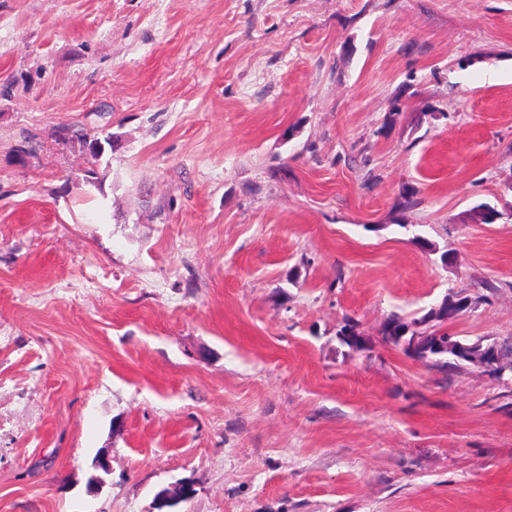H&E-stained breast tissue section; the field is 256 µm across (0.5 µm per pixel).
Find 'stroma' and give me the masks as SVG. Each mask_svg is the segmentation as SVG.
<instances>
[{"instance_id": "obj_1", "label": "stroma", "mask_w": 512, "mask_h": 512, "mask_svg": "<svg viewBox=\"0 0 512 512\" xmlns=\"http://www.w3.org/2000/svg\"><path fill=\"white\" fill-rule=\"evenodd\" d=\"M451 290L512 339V0H0V512H512V370L382 338ZM466 344L471 345V348L439 350L435 352L436 355L429 354L427 357H425V355L419 354V358L422 359V362L428 363L432 367L442 372H448V369L462 368L468 364L469 357L465 353L466 350L471 352L476 350H484L487 347H483L480 342H472Z\"/></svg>"}]
</instances>
